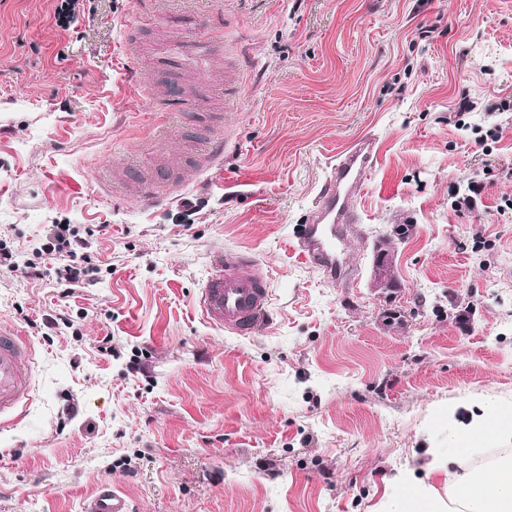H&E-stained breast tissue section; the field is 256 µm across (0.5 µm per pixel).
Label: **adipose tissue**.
I'll return each instance as SVG.
<instances>
[{"mask_svg":"<svg viewBox=\"0 0 512 512\" xmlns=\"http://www.w3.org/2000/svg\"><path fill=\"white\" fill-rule=\"evenodd\" d=\"M479 415L457 431L451 461L432 458L430 472L442 475V487L411 484L387 498L380 512H512V448L489 465L474 466L473 457L493 442L512 439V406L487 397Z\"/></svg>","mask_w":512,"mask_h":512,"instance_id":"adipose-tissue-1","label":"adipose tissue"}]
</instances>
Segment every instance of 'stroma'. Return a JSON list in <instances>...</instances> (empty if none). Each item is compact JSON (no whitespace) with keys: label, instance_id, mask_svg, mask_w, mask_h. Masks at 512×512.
Returning a JSON list of instances; mask_svg holds the SVG:
<instances>
[{"label":"stroma","instance_id":"1","mask_svg":"<svg viewBox=\"0 0 512 512\" xmlns=\"http://www.w3.org/2000/svg\"><path fill=\"white\" fill-rule=\"evenodd\" d=\"M56 5L0 0V249L31 258L68 224L98 274L0 270V324L37 361L0 431V512H82L103 482L130 512H375L404 475L441 484L440 416L512 403V133L488 134L512 122V0H81L66 31ZM204 34L200 76L168 47ZM364 136L332 283L288 246ZM395 224L387 296L371 269ZM224 249L271 283L248 337L196 309Z\"/></svg>","mask_w":512,"mask_h":512}]
</instances>
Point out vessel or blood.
Listing matches in <instances>:
<instances>
[{"label":"vessel or blood","instance_id":"vessel-or-blood-1","mask_svg":"<svg viewBox=\"0 0 512 512\" xmlns=\"http://www.w3.org/2000/svg\"><path fill=\"white\" fill-rule=\"evenodd\" d=\"M376 161L372 138L364 137L340 153L333 172L321 185L315 208L291 245L302 259L336 279L342 269L336 244L343 241L346 225L356 223L353 190ZM198 304L203 320L224 331L246 336L271 319V288L256 259L242 252H221L200 288ZM35 352L28 339L8 326L0 327V426L20 422L32 398ZM83 512H128L124 496L101 485L83 505Z\"/></svg>","mask_w":512,"mask_h":512}]
</instances>
